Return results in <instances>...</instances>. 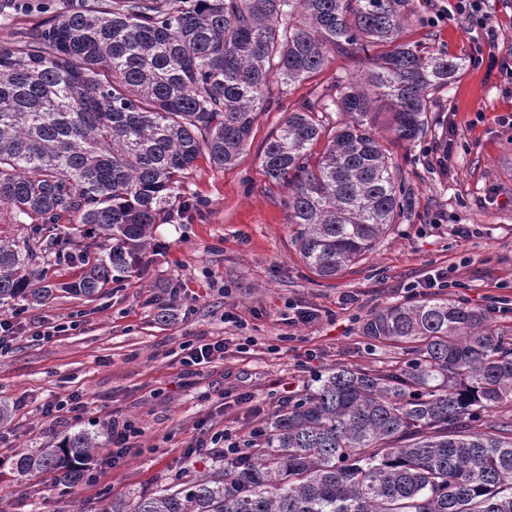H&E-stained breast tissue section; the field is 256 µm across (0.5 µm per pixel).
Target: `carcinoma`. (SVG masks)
<instances>
[{
    "mask_svg": "<svg viewBox=\"0 0 512 512\" xmlns=\"http://www.w3.org/2000/svg\"><path fill=\"white\" fill-rule=\"evenodd\" d=\"M408 12L409 0H94L0 44V306L49 299L54 261L79 269L65 289L84 297L129 276L197 160L224 168L246 151L271 79L304 80L337 53L364 54L366 70L290 112L261 163L288 186L318 276L362 260L412 207L371 110L385 105L395 140L416 142L463 69L401 41ZM328 112L346 120L330 128ZM64 216L89 227L96 255L69 248ZM363 335L405 357L336 367L248 455L130 512H512V336L443 297L383 307ZM100 451L77 431L15 470L73 489Z\"/></svg>",
    "mask_w": 512,
    "mask_h": 512,
    "instance_id": "cac0c4a2",
    "label": "carcinoma"
}]
</instances>
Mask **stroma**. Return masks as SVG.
Wrapping results in <instances>:
<instances>
[{"instance_id": "stroma-1", "label": "stroma", "mask_w": 512, "mask_h": 512, "mask_svg": "<svg viewBox=\"0 0 512 512\" xmlns=\"http://www.w3.org/2000/svg\"><path fill=\"white\" fill-rule=\"evenodd\" d=\"M80 0H34L15 10L0 0V43L66 14ZM451 0H411L405 43L434 47L463 59L456 81L434 94L429 130L417 143H396L387 115L374 116V133L386 145L413 197L365 259L334 278L318 277L302 260L288 222V189L272 184L260 160L266 140L288 113L328 92L338 78L361 74L362 57L338 54L307 79L272 80L269 111L253 128L251 145L235 164L212 166L199 158L182 197L187 212L162 216L152 245L131 276L103 286L95 297L56 291L21 310L0 306L14 340L0 354V402L12 418L0 428V512H106L132 507L136 498L180 486L211 471L215 456L188 452L193 439L209 440L224 428L247 433L288 398L285 384L307 388L315 375L346 364L370 368L393 354L372 346L364 319L378 309L410 302L408 286L450 268L459 285L442 296L485 312L512 335V314L496 309L512 300V94L487 75L473 56L478 45L463 24L446 19ZM454 130L447 166L437 147L442 130ZM313 313L288 325L289 304ZM255 341L248 353L228 347L223 360L187 377L181 346L197 337ZM315 351L313 372L302 369ZM208 399H201V391ZM82 394L87 408L56 420L47 403ZM252 400L240 402L242 393ZM142 430L127 457L108 465L111 417ZM84 430L104 446L92 464L98 484L65 491L52 475L18 474L12 460L23 451L56 446Z\"/></svg>"}]
</instances>
